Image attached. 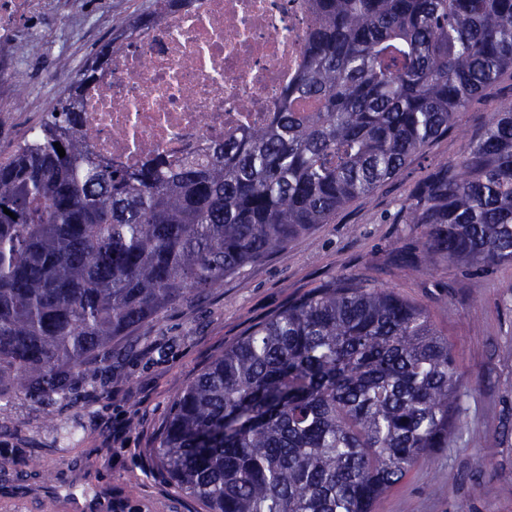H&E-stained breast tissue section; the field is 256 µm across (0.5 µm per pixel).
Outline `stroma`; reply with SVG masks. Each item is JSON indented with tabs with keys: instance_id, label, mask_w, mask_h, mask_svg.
I'll return each instance as SVG.
<instances>
[{
	"instance_id": "35a3bbf8",
	"label": "stroma",
	"mask_w": 512,
	"mask_h": 512,
	"mask_svg": "<svg viewBox=\"0 0 512 512\" xmlns=\"http://www.w3.org/2000/svg\"><path fill=\"white\" fill-rule=\"evenodd\" d=\"M152 3L124 0L111 27L89 32L87 51L70 58L71 68ZM61 63L54 53L26 58L27 90L57 98ZM511 102L506 75L373 195L118 341L111 369L80 383L78 404L20 391L0 401V512H202L157 474L151 455L171 403L252 328L344 276L427 309L460 380L456 437L381 497L375 512H512V263L424 258L420 227L406 221L415 185L460 161L467 137Z\"/></svg>"
}]
</instances>
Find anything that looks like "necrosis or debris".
Listing matches in <instances>:
<instances>
[{"label": "necrosis or debris", "mask_w": 512, "mask_h": 512, "mask_svg": "<svg viewBox=\"0 0 512 512\" xmlns=\"http://www.w3.org/2000/svg\"><path fill=\"white\" fill-rule=\"evenodd\" d=\"M85 0H0V71L24 75L16 45H52L53 21L80 27ZM316 26L308 0H194L144 26L83 94L93 150L133 171L200 155L269 124L303 69Z\"/></svg>", "instance_id": "4bbe7bcc"}]
</instances>
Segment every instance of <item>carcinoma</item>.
I'll return each instance as SVG.
<instances>
[{
	"mask_svg": "<svg viewBox=\"0 0 512 512\" xmlns=\"http://www.w3.org/2000/svg\"><path fill=\"white\" fill-rule=\"evenodd\" d=\"M309 2L307 65L272 124L175 167L98 160L83 92L162 7L186 4L154 0L0 162V401L78 398L116 340L371 196L512 74V0ZM412 198L425 253L511 263L512 106ZM458 400L427 311L345 277L214 358L171 404L154 463L205 512H374L454 439Z\"/></svg>",
	"mask_w": 512,
	"mask_h": 512,
	"instance_id": "1",
	"label": "carcinoma"
}]
</instances>
